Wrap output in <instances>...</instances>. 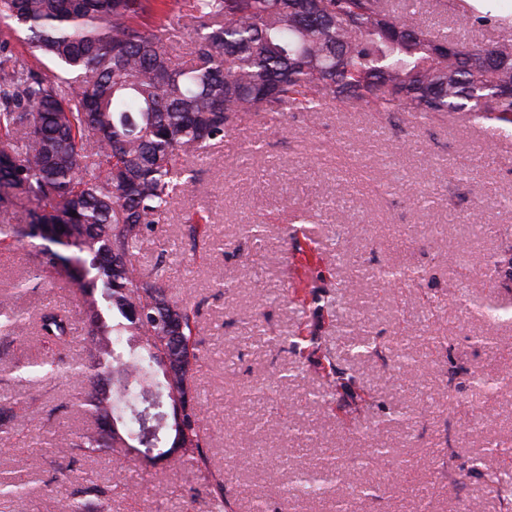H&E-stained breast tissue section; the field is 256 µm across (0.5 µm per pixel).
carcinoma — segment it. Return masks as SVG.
Returning a JSON list of instances; mask_svg holds the SVG:
<instances>
[{"label":"carcinoma","mask_w":512,"mask_h":512,"mask_svg":"<svg viewBox=\"0 0 512 512\" xmlns=\"http://www.w3.org/2000/svg\"><path fill=\"white\" fill-rule=\"evenodd\" d=\"M165 0H0V23L27 33L35 56L53 63L47 75L16 62L0 40V215L17 198L30 200L19 239L40 241L39 271L65 276L85 304L84 358L69 359L73 323L53 307L39 315V333L54 341L56 358L27 361L0 373V385H37L67 376L83 390L74 405L97 431L55 439L85 457L121 444L134 455L161 457L173 433L161 430L141 443L144 427L112 434L118 405L143 407L154 426L174 424L172 394L192 393L185 416L188 447L180 457L209 468V436L196 387L201 353L199 310L179 300L172 283L138 270L140 245L188 190L185 166L224 138L234 120L261 113L319 112L329 101L372 112H412L422 120L458 114L512 128V44L469 45L439 52L416 18L386 8L385 0H188L178 22L194 34L191 65L178 62L163 36L172 29ZM461 26L509 27L512 21L457 4ZM499 64H488V53ZM411 265L378 271L376 278L415 281ZM182 312L191 361L174 375L167 363L161 308ZM26 323L0 311V337ZM354 358L377 353L375 338L351 342ZM498 381L477 373L473 389L491 397ZM17 421L0 407V439ZM509 449L493 443L469 472L492 476L490 461ZM343 475L340 457L318 468L302 463L283 489L287 499L323 498ZM96 499L62 503L60 512H101ZM209 512H227L224 481L207 492Z\"/></svg>","instance_id":"obj_1"}]
</instances>
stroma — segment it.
Returning a JSON list of instances; mask_svg holds the SVG:
<instances>
[{"instance_id": "stroma-1", "label": "stroma", "mask_w": 512, "mask_h": 512, "mask_svg": "<svg viewBox=\"0 0 512 512\" xmlns=\"http://www.w3.org/2000/svg\"><path fill=\"white\" fill-rule=\"evenodd\" d=\"M454 3L388 0L419 10L441 40H512V29L458 27ZM190 167L194 183L144 239L138 267L154 276L167 249L166 276L199 307L196 384L211 470L225 477L233 512H254L260 501L267 512H336L344 504L350 512H512L497 483L467 474L488 442L512 445V321L490 322L473 307L512 304V277L483 264L512 257V132L488 120H420L335 101L281 124L243 117ZM461 167L467 178L455 177ZM30 207L18 202L0 223V289L37 268L36 248L12 232ZM198 212L209 244L196 252L185 225ZM253 224L264 225L261 238L250 236ZM401 264L421 269L422 280L376 279L377 270ZM49 304L81 322V294L61 278L11 296L6 306L27 328L0 345V369L55 355L35 329ZM351 312L377 339L369 359L347 352ZM278 336L304 337L309 347L300 357L284 352ZM486 336L495 348L483 344ZM398 349L415 358L414 376H400ZM476 372L500 380L491 398H475ZM332 378L334 403L312 405L309 392ZM76 389L68 377L36 390L0 389V401L40 408L0 440V477L29 484L6 512H58L67 496L92 498L96 484L112 487L105 512H206V484L189 463H140L119 447L75 460L53 442L56 431L94 426L72 404ZM394 406L406 419L373 433V421ZM379 446L388 455L368 463ZM334 449L344 472L329 497L282 498L295 463L318 465Z\"/></svg>"}]
</instances>
